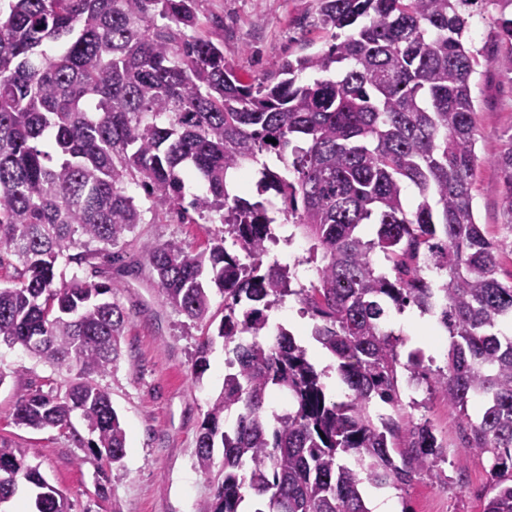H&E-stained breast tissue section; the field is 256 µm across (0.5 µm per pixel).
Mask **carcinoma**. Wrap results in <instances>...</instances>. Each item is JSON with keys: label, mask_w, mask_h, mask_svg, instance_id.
Instances as JSON below:
<instances>
[{"label": "carcinoma", "mask_w": 512, "mask_h": 512, "mask_svg": "<svg viewBox=\"0 0 512 512\" xmlns=\"http://www.w3.org/2000/svg\"><path fill=\"white\" fill-rule=\"evenodd\" d=\"M478 2L320 0L335 43L252 81L221 37L198 33V0L0 6V249L16 259L13 285L0 287V343L66 375L63 388H22L14 423L69 429L77 416L105 464L95 496L123 477L126 431L98 378L121 356L128 316L102 263L138 225L192 210L224 225L208 250L178 239L142 250L163 299L191 321L212 326L210 287L224 295L217 336L234 359L196 439L198 468L214 475L197 512H241L248 492L254 512H371L369 488L401 489L424 470L442 479L431 426L406 422L401 368L462 415L463 454L491 460L484 512H512V280L498 277L500 248L472 194L477 59L465 34ZM493 27V63L512 76V15ZM488 161L512 227V135ZM190 176L203 191L188 200ZM277 222L292 228L286 244L307 245L308 288H290L289 265H263ZM228 236L251 263L227 251ZM287 295L315 320L344 399L327 394L326 371L291 331H270L267 311ZM410 304L448 333L446 368L414 351L401 362L385 320ZM211 344L196 351L197 378ZM278 393L288 410L272 406ZM23 484L31 512L70 510L40 464L1 439L0 504Z\"/></svg>", "instance_id": "obj_1"}]
</instances>
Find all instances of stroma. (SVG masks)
I'll return each mask as SVG.
<instances>
[{
    "instance_id": "35a3bbf8",
    "label": "stroma",
    "mask_w": 512,
    "mask_h": 512,
    "mask_svg": "<svg viewBox=\"0 0 512 512\" xmlns=\"http://www.w3.org/2000/svg\"><path fill=\"white\" fill-rule=\"evenodd\" d=\"M317 7V0H200L199 20L205 30L213 21H223L224 55L247 79L274 70L282 58L328 47L329 35L317 23ZM499 14L498 0H483L470 19L468 45L478 51L480 62L471 84L480 158L475 216L488 238L503 246L499 277L507 281L512 279V231L501 207L500 174L486 159L512 134V80L491 62L492 21ZM218 230V225L202 220L180 224L163 217L139 225L119 249L122 272L114 277V298L129 319L121 358L101 382L125 427L127 449L125 474L110 484L106 498L94 495L98 463L78 444L89 436L80 419H73L69 430L34 431L13 423L18 382L45 390L59 377L21 348L0 347V370L8 374L0 385V438L40 462L45 478L67 495L71 512H196L211 497L212 480L196 463L195 438L224 383V341L215 339L209 369L195 378L192 364L204 331L162 298L142 246L174 238L202 250ZM414 313L411 307L389 312V329L406 338L408 348H422L437 365H444L449 347L446 332L415 327ZM415 398L417 407L406 415L412 423L425 421L433 427L441 444L437 465L448 480L442 483L424 472L403 489H387L388 498L398 512H483L488 459L463 456L461 416L439 394L422 384Z\"/></svg>"
}]
</instances>
